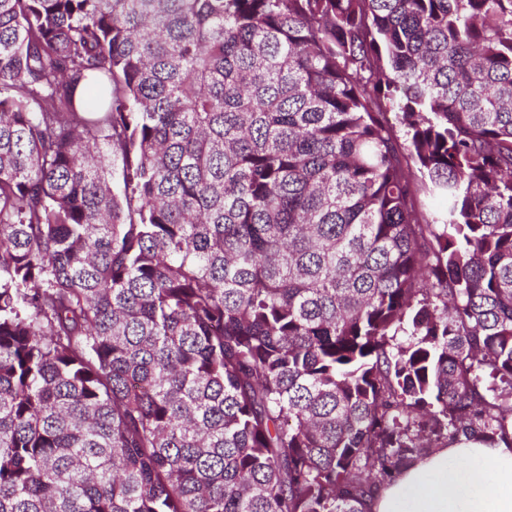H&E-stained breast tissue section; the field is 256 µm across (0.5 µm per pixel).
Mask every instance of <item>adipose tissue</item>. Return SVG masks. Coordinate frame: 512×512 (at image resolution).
I'll list each match as a JSON object with an SVG mask.
<instances>
[{
  "instance_id": "obj_1",
  "label": "adipose tissue",
  "mask_w": 512,
  "mask_h": 512,
  "mask_svg": "<svg viewBox=\"0 0 512 512\" xmlns=\"http://www.w3.org/2000/svg\"><path fill=\"white\" fill-rule=\"evenodd\" d=\"M366 512H512V446L462 440L419 459Z\"/></svg>"
}]
</instances>
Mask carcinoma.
Masks as SVG:
<instances>
[{"label":"carcinoma","mask_w":512,"mask_h":512,"mask_svg":"<svg viewBox=\"0 0 512 512\" xmlns=\"http://www.w3.org/2000/svg\"><path fill=\"white\" fill-rule=\"evenodd\" d=\"M474 437L512 0H0V512H364Z\"/></svg>","instance_id":"cac0c4a2"}]
</instances>
